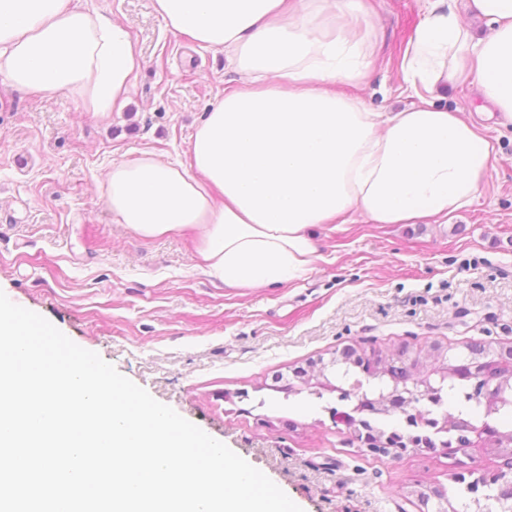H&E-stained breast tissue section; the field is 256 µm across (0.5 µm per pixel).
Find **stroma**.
<instances>
[{"mask_svg": "<svg viewBox=\"0 0 512 512\" xmlns=\"http://www.w3.org/2000/svg\"><path fill=\"white\" fill-rule=\"evenodd\" d=\"M81 2L128 27L143 65L127 107L105 117L67 93L0 87V291L226 444L303 512H420L419 492L453 487L451 459L371 452L332 420L336 395L264 384L348 345L512 346V126L497 125L472 87L449 86L446 104L496 139L472 206L446 224L324 225V260L308 275L227 288L200 269L195 232L139 237L113 222L104 195L115 161L184 159L241 73L173 36L152 0ZM372 5L375 66L356 93L396 112L412 101L401 61L424 2Z\"/></svg>", "mask_w": 512, "mask_h": 512, "instance_id": "1", "label": "stroma"}]
</instances>
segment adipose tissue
<instances>
[{"label": "adipose tissue", "mask_w": 512, "mask_h": 512, "mask_svg": "<svg viewBox=\"0 0 512 512\" xmlns=\"http://www.w3.org/2000/svg\"><path fill=\"white\" fill-rule=\"evenodd\" d=\"M401 68L415 96L376 112L345 88L373 67L366 0H153L165 27L226 52L246 77L196 127L184 161L113 163L105 203L145 238L195 229L228 288L292 283L319 261L324 224H444L479 197L497 152L484 128L438 104L476 85L512 124V0H425ZM488 18L474 38L465 14ZM142 65L126 25L80 0H0V86L121 109Z\"/></svg>", "instance_id": "obj_1"}]
</instances>
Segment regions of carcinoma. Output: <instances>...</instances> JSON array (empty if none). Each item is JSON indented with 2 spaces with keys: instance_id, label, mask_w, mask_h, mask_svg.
<instances>
[{
  "instance_id": "cac0c4a2",
  "label": "carcinoma",
  "mask_w": 512,
  "mask_h": 512,
  "mask_svg": "<svg viewBox=\"0 0 512 512\" xmlns=\"http://www.w3.org/2000/svg\"><path fill=\"white\" fill-rule=\"evenodd\" d=\"M468 355L448 361L441 358L443 387L429 392L433 402L448 406L441 417H433V411L421 401L406 402L401 389L412 388L425 369L424 357L417 354L406 356L407 350L386 354L380 349L358 350L348 348L341 357L334 358L329 368L328 382L336 388L339 398H351V391H361L359 405L346 414L347 427L355 437L369 448L390 450L411 448H455L466 452L469 446L467 432L482 429L492 441V452L502 460L505 470L496 478L505 480L491 495L493 499L512 497V404H490L481 396L485 386L505 384L512 387V348L496 349L492 345H465ZM482 477L467 484V489L449 492L443 485L428 492L419 493L424 512L429 504L437 506V512H462L455 498L465 492L478 490Z\"/></svg>"
}]
</instances>
